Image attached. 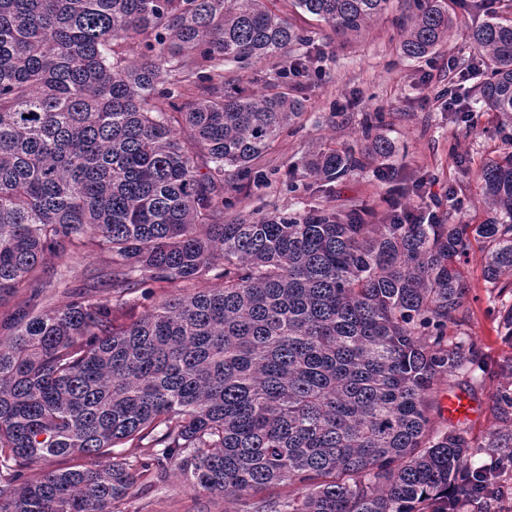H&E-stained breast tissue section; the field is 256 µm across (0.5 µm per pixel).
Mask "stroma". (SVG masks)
I'll use <instances>...</instances> for the list:
<instances>
[{
	"mask_svg": "<svg viewBox=\"0 0 512 512\" xmlns=\"http://www.w3.org/2000/svg\"><path fill=\"white\" fill-rule=\"evenodd\" d=\"M405 11L403 0H390L388 10L362 37L345 39L332 34L323 23L307 14L294 15V22L310 37L303 50L311 55L305 76L297 78L298 95L305 115L296 133L285 137L267 157L262 169H275L269 186L252 191L242 202L248 213L278 210L301 214L327 203L339 212L364 209L365 221L381 223L389 200L401 206L423 204L440 218L448 216V188L456 186L461 206L458 219L477 224L485 217L480 184L474 171L512 146V125L502 124L496 113L467 104L465 120L451 121L446 100L455 79L453 64L471 58L472 49L462 32H454L429 57L408 60L401 56L395 18ZM369 112L386 115L387 136L397 147L396 177L380 182L373 168L351 172L336 182L320 186L304 178L289 180L288 171L322 144L350 146L361 133ZM296 190H289V183ZM419 194H410L413 183ZM98 256L72 254L61 259L46 255L43 267L53 276L44 292L45 305L69 302V289L87 288L103 298L106 288L97 282ZM470 284L465 306L467 330L479 337L490 364L512 358V345L496 332V321L482 279L480 251H473L466 266ZM498 377L486 379L469 392L477 412L467 422L471 438L483 441L490 433L507 431L496 416L493 394ZM223 497L198 492L184 482L179 471L168 470L163 481L140 487L122 504V512H226Z\"/></svg>",
	"mask_w": 512,
	"mask_h": 512,
	"instance_id": "35a3bbf8",
	"label": "stroma"
}]
</instances>
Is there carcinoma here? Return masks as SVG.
I'll list each match as a JSON object with an SVG mask.
<instances>
[{
    "mask_svg": "<svg viewBox=\"0 0 512 512\" xmlns=\"http://www.w3.org/2000/svg\"><path fill=\"white\" fill-rule=\"evenodd\" d=\"M400 53L432 54L458 25L447 0H406ZM389 0H292L337 36ZM476 101L512 124V17L467 30ZM264 0H0V304L41 282L46 253L103 257L105 300L23 301L0 337V512H114L173 463L198 491L249 512H462L488 468L465 423L442 429L439 394L488 367L465 330L461 264L483 256L490 297L512 292V151L477 171L479 224L411 212L368 224L317 207L247 217L253 167L292 133L303 102L224 87V67L309 57ZM139 47L127 56L129 45ZM368 115L358 148L323 146L303 176L331 183L395 146ZM221 268L212 288L190 291ZM170 290L128 323L127 296ZM512 345V305L496 315ZM512 420V382L493 394ZM127 448H143L139 456ZM47 456L77 460L28 477ZM109 462L101 467L100 458Z\"/></svg>",
    "mask_w": 512,
    "mask_h": 512,
    "instance_id": "obj_1",
    "label": "carcinoma"
}]
</instances>
